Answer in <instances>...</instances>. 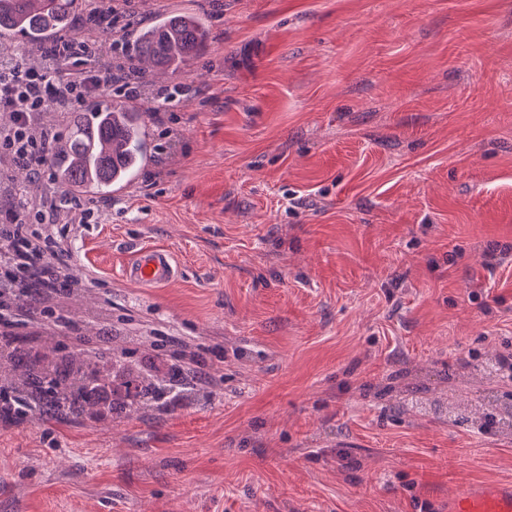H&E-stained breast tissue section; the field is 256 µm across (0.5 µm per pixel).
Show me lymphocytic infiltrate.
I'll return each instance as SVG.
<instances>
[{
  "mask_svg": "<svg viewBox=\"0 0 512 512\" xmlns=\"http://www.w3.org/2000/svg\"><path fill=\"white\" fill-rule=\"evenodd\" d=\"M129 2L92 0L80 38L40 47L39 68L23 65L10 52L0 53V111L8 117L7 123H0V166L27 164L43 189L21 210L12 199H0V280L20 271L34 273L43 282L49 305L62 295L75 294L80 280L70 268L69 250L53 235L29 234V225L88 224L100 220L102 211L77 200L52 202L46 154L54 133L40 125L39 117L49 108L68 117L104 93L149 99L148 89L131 82L125 56V31L134 17ZM105 27L112 30L107 45L97 38Z\"/></svg>",
  "mask_w": 512,
  "mask_h": 512,
  "instance_id": "f902f5d3",
  "label": "lymphocytic infiltrate"
}]
</instances>
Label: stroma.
I'll use <instances>...</instances> for the list:
<instances>
[{"mask_svg":"<svg viewBox=\"0 0 512 512\" xmlns=\"http://www.w3.org/2000/svg\"><path fill=\"white\" fill-rule=\"evenodd\" d=\"M204 12L154 158L61 224L133 360L196 353L190 407L0 417V512H448L512 484V0H131ZM180 275L128 283L136 248Z\"/></svg>","mask_w":512,"mask_h":512,"instance_id":"stroma-1","label":"stroma"}]
</instances>
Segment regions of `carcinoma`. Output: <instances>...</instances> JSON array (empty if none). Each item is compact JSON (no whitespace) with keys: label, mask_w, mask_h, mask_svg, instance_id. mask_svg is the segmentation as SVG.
<instances>
[{"label":"carcinoma","mask_w":512,"mask_h":512,"mask_svg":"<svg viewBox=\"0 0 512 512\" xmlns=\"http://www.w3.org/2000/svg\"><path fill=\"white\" fill-rule=\"evenodd\" d=\"M91 8L89 0H0V34L19 35L10 50L26 57L33 66L39 57L28 54L32 44H48L60 36L75 38L80 30L70 24L71 17ZM132 38L126 41L133 62V76L148 85L156 84L160 73L176 72L198 57L211 37L205 15L183 12L162 16L148 26L132 27ZM153 107H128L124 98L107 97L91 101L73 116L67 132L52 140L47 157L59 201L80 196L95 200L112 195V182L117 172L116 160L130 167L133 175L143 169L139 162L141 143L139 128L148 125ZM11 182L21 195L35 193L39 187L29 180L26 168L19 166L11 174ZM49 319L66 334L57 359L51 364L35 360L37 347L31 340L10 331L5 337L0 358L6 365L21 369L22 378L5 386L4 410L15 416L55 418L67 421L93 418L101 422L120 419L137 409L128 401L108 402L93 414L89 405L96 400V383L101 381L93 371L98 352L84 351L90 345L87 328L58 313ZM166 387H141L140 399L157 409L169 400Z\"/></svg>","instance_id":"carcinoma-1"}]
</instances>
